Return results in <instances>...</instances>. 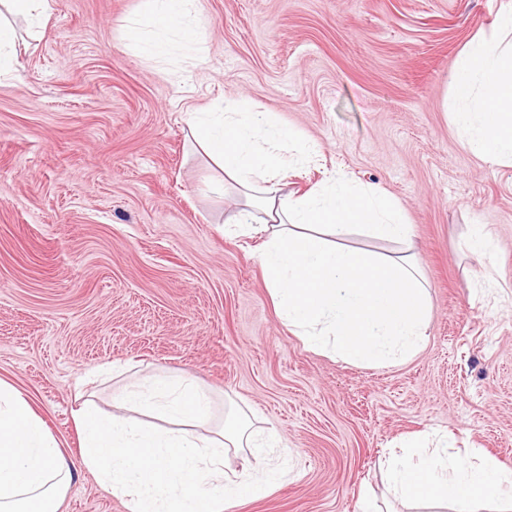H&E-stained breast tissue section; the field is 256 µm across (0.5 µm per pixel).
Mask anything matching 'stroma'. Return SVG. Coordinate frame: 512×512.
I'll return each mask as SVG.
<instances>
[{
    "label": "stroma",
    "mask_w": 512,
    "mask_h": 512,
    "mask_svg": "<svg viewBox=\"0 0 512 512\" xmlns=\"http://www.w3.org/2000/svg\"><path fill=\"white\" fill-rule=\"evenodd\" d=\"M143 0H55L19 22L0 76V378L78 462L75 382L191 378L218 413L250 408L292 473L236 512H415L387 492L389 448L431 432L512 469V164L474 155L445 108L461 51L512 0H203L204 62L157 66L121 38ZM240 97L312 144L304 192L344 172L413 229L428 292L422 344L384 366L307 349L253 258L225 232L240 195L192 141L188 113ZM485 226L483 264L465 241ZM62 512H127L82 472Z\"/></svg>",
    "instance_id": "stroma-1"
}]
</instances>
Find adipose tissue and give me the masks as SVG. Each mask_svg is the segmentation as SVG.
<instances>
[{"instance_id":"obj_1","label":"adipose tissue","mask_w":512,"mask_h":512,"mask_svg":"<svg viewBox=\"0 0 512 512\" xmlns=\"http://www.w3.org/2000/svg\"><path fill=\"white\" fill-rule=\"evenodd\" d=\"M52 8V0H0V74L19 63L16 19L36 26ZM204 25L201 0H145L123 28L135 49L163 62L198 45ZM453 96L455 123L471 151L511 163L512 43L485 37L466 44ZM187 122L196 143L243 191L237 232L262 234L257 260L293 335L310 348L377 365L417 348L426 289L414 254L381 259L343 244L355 226L389 241L410 240L412 227L389 198L354 189L343 174L321 190L285 192V137L272 113L245 101L189 113ZM253 206L265 214L257 228L249 222ZM112 400L122 414L104 413L88 397L74 409L75 464L24 393L0 379V512H59L82 469L124 499L129 512H231L243 497L268 493L288 478L265 457L278 435H257L247 410L213 426V397L193 380L157 376L115 390ZM139 410L152 423L136 419ZM423 444L419 437L411 449L391 452L383 473L388 487L408 499L446 498L451 512H512L511 469L477 448L448 456L423 452ZM229 448L250 449L246 470H225Z\"/></svg>"}]
</instances>
